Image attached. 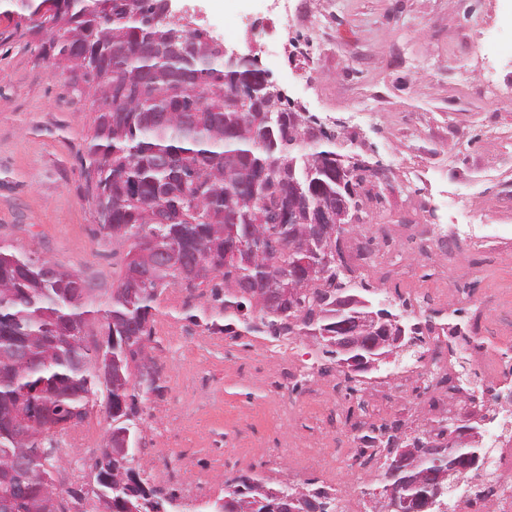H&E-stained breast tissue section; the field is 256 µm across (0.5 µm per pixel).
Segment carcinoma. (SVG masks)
<instances>
[{"label": "carcinoma", "instance_id": "1", "mask_svg": "<svg viewBox=\"0 0 512 512\" xmlns=\"http://www.w3.org/2000/svg\"><path fill=\"white\" fill-rule=\"evenodd\" d=\"M162 0H22L33 29L43 34L39 58L71 73L72 104L92 100L96 116L81 155L85 194L95 206L99 230L129 243L138 258L126 259L104 309H92L77 295L80 276L47 259L17 254L0 245V512H44L43 502L59 495L47 453L54 438L27 440L19 429L70 420L78 425L93 407L95 387L107 390L104 411L109 430L128 429L140 414L131 377L151 360L147 325L162 291L171 285L200 288L224 279L221 301L227 323H212L228 336L240 331L287 336L329 325L304 315H274L252 302L257 291L294 263L290 244L300 224H283L288 212V179L296 176L304 198H336V136L306 134L288 121L286 109L270 111L259 96V69L251 57L229 66L216 45L191 22L158 20ZM283 249L269 264L266 239ZM246 243L247 257H235ZM178 245L188 267L206 274L177 279L164 253ZM136 288L130 292V288ZM349 283L332 281L308 299L322 302L355 294ZM100 317L106 341L90 346L84 329ZM25 349L26 364L14 357ZM427 440L414 445L411 468L394 482L400 494L427 496V472L435 453ZM29 458L25 480L9 470L17 455ZM469 455L486 467V452L469 445L450 453L451 468ZM90 512H109L127 502L140 512H156L155 489L142 479L124 480L128 470L112 461V480L103 478L99 457ZM240 475L230 485L229 512H266L250 482Z\"/></svg>", "mask_w": 512, "mask_h": 512}]
</instances>
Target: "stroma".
<instances>
[{"mask_svg":"<svg viewBox=\"0 0 512 512\" xmlns=\"http://www.w3.org/2000/svg\"><path fill=\"white\" fill-rule=\"evenodd\" d=\"M173 9L255 55L309 114L341 126L346 151L382 169L367 221L380 227L374 246L388 248L384 272L355 280L413 322L479 316L473 341L453 347L455 412L486 388L512 389V372L481 370L485 351L512 346V0H477L470 13L463 0H175ZM28 25L0 15V243L79 271L100 305L127 249L100 233L84 192L79 154L94 114L64 104L67 76L37 60ZM429 195L443 223L479 235L448 241L464 263L443 273L390 237L393 225L431 223L417 209ZM443 287L444 308L404 298ZM223 320L210 294L176 285L159 297L150 355L161 388L140 403L145 476L164 467L162 489L189 504L223 497L242 473L273 488L336 486L342 507L378 487L384 462L358 456L356 429L396 421L400 436L413 435L404 416L422 412V389L365 399L312 337L292 335L288 352L308 369L276 393L274 338L207 330ZM199 473L208 481L193 485Z\"/></svg>","mask_w":512,"mask_h":512,"instance_id":"1","label":"stroma"}]
</instances>
